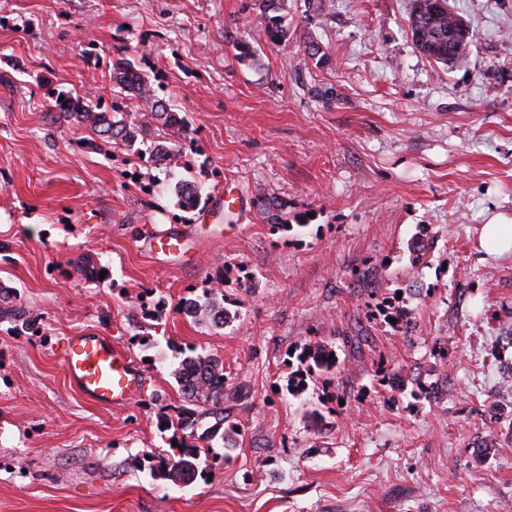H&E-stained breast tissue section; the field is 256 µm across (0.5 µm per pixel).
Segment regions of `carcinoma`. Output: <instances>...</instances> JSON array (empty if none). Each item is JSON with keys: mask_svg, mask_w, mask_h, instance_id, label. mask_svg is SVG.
<instances>
[{"mask_svg": "<svg viewBox=\"0 0 512 512\" xmlns=\"http://www.w3.org/2000/svg\"><path fill=\"white\" fill-rule=\"evenodd\" d=\"M256 8L263 19L267 37L274 42L288 40V29L283 26L282 11L287 0H256ZM408 29L417 49L424 56L444 65H453L463 60L469 53L472 36L469 25L464 19L448 8V0H412L408 16ZM112 82L115 86L135 93V97L144 101L154 116L168 129L172 128L175 113L168 111L163 102L155 99L152 83L147 75L139 72L134 65L121 62L113 66ZM63 116L90 125L93 131L104 135L114 143H121L129 148L137 141L140 125L127 121L128 113L93 112L80 100H70L64 106ZM157 162L164 168L169 185L174 187L179 205L186 210L194 211L208 203L210 194L204 184L182 177L181 166L172 165L167 159L181 154L180 148L159 143L153 148ZM218 287L212 289V296L201 302L195 298H183L176 306V311L197 322H204L215 328L236 318L237 312L217 300L221 293L219 285L223 279L217 280ZM332 345L317 341L304 347L297 356V371L288 376L287 392L299 396L305 390L304 375L318 373L331 377L336 372L338 358ZM192 365L198 372L197 381L204 383L200 389L185 379L184 366ZM175 382L184 394L185 404L178 416V423H186L190 429V437L196 440L181 452L178 459L158 458L152 465L154 472L178 484L191 483L208 464L204 454L208 453L212 441L219 439L224 445V456H229L232 444L229 435L236 433L232 424L224 425V402L244 398V393L234 389H224V362L203 355L184 357L172 371ZM214 419L201 435L195 430L202 420Z\"/></svg>", "mask_w": 512, "mask_h": 512, "instance_id": "carcinoma-1", "label": "carcinoma"}]
</instances>
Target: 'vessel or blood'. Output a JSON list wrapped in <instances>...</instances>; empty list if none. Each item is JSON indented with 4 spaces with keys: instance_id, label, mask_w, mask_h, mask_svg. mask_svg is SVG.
<instances>
[{
    "instance_id": "vessel-or-blood-1",
    "label": "vessel or blood",
    "mask_w": 512,
    "mask_h": 512,
    "mask_svg": "<svg viewBox=\"0 0 512 512\" xmlns=\"http://www.w3.org/2000/svg\"><path fill=\"white\" fill-rule=\"evenodd\" d=\"M62 363L69 388L102 406H127L147 387L146 374L130 353L98 331L69 337Z\"/></svg>"
}]
</instances>
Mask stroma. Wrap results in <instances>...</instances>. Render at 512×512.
Instances as JSON below:
<instances>
[{"mask_svg": "<svg viewBox=\"0 0 512 512\" xmlns=\"http://www.w3.org/2000/svg\"><path fill=\"white\" fill-rule=\"evenodd\" d=\"M449 3L473 34L451 67L413 43L410 0H288L280 44L255 0H0V284L18 314L0 319V512H512V254L478 251L482 224L512 217V0ZM121 60L156 73L189 127L184 177L248 198L238 222L179 207L152 158L161 123L132 152L60 117L59 94L143 112L112 83ZM163 232L186 239L179 261L150 258ZM238 268L236 319L176 312ZM387 300L410 330L383 323ZM88 329L144 370L131 406L69 388L66 341ZM319 340L339 359L333 399L317 379L288 395L291 351ZM190 349L248 396L228 412L232 457L176 485L148 462L182 451L160 418L183 403L172 372Z\"/></svg>", "mask_w": 512, "mask_h": 512, "instance_id": "stroma-1", "label": "stroma"}]
</instances>
